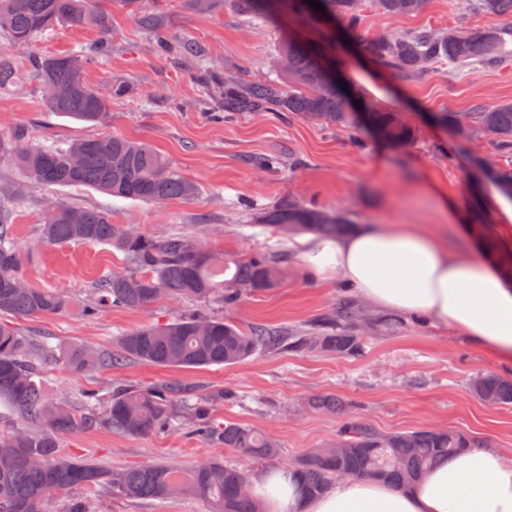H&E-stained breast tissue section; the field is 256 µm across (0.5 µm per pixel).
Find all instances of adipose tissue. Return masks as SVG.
<instances>
[{
  "label": "adipose tissue",
  "instance_id": "adipose-tissue-1",
  "mask_svg": "<svg viewBox=\"0 0 512 512\" xmlns=\"http://www.w3.org/2000/svg\"><path fill=\"white\" fill-rule=\"evenodd\" d=\"M313 276L341 278L379 309L422 315L512 364V268L451 249L420 224H368L336 240L289 242ZM266 512H512V457L475 448L439 463L410 490L344 478L304 499L282 471L251 478Z\"/></svg>",
  "mask_w": 512,
  "mask_h": 512
}]
</instances>
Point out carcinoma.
Masks as SVG:
<instances>
[{
	"instance_id": "carcinoma-1",
	"label": "carcinoma",
	"mask_w": 512,
	"mask_h": 512,
	"mask_svg": "<svg viewBox=\"0 0 512 512\" xmlns=\"http://www.w3.org/2000/svg\"><path fill=\"white\" fill-rule=\"evenodd\" d=\"M324 11L306 0H237L240 9L285 23L288 37L275 58L282 83L254 82L246 87L224 81L218 106L226 112H255L277 107L312 123L358 130L363 126L393 146L411 142V127L396 112L374 109L360 112L350 92L340 84L322 56L321 48L298 34V28L321 15L341 22L353 35L361 23L359 0H319ZM140 14L143 28L157 33L161 50L184 54L190 46H173L159 33L156 16L141 11V0H126ZM425 0H374L388 17L413 15ZM474 13L501 18L512 16V0H465ZM93 24L106 28L108 15L97 0H0V32L17 49L56 26ZM512 43V25L482 30L416 29L385 33L364 42L377 66L397 77L422 75L437 63L494 66L506 61L503 50ZM40 81L49 112L98 124L112 110V98L126 92L123 85L108 90L90 86L83 78L85 57L45 55L29 58ZM22 64L11 53L0 52V93L22 83ZM444 121L462 134L480 132L493 138L500 150H512V101L490 102L459 124L456 113ZM23 129L0 137V162L22 168L27 181L44 187H90L126 199L163 203L191 198L195 183L172 169L148 143L120 135L91 136L71 143L29 144ZM13 210L0 197V315L62 316L72 299L55 288H37L26 282L23 259L9 231ZM289 232H310L336 239L353 229L346 214L291 203L261 218ZM42 242L49 245H108L124 254L126 271L102 276L82 312L95 318L112 308L149 309L162 301L204 302L216 296L224 304L239 301L242 291H260L279 285L280 269L265 257L234 262L230 279L218 281L228 264L210 258L185 234L173 233L156 241L130 231L112 216L79 206L54 205L47 213ZM361 312L346 299L304 329L282 331L264 325L247 330L220 317L188 314L165 324H150L116 340V351L60 348L37 340L0 321V512H47V504L61 493L84 492L64 500L61 512H90V497H118L164 501L191 497L209 504V512H262L253 494L242 488L245 473L220 459L199 462L188 469L172 464H151L109 472L73 457L62 448L68 435L93 426L128 435H147L176 423L191 433L224 445L257 463L280 462L304 499L322 495L333 480H379L406 489L440 461L486 442L463 433L425 427L383 434L363 418L353 417L334 396L310 400L314 409L343 416L336 440L293 460L280 461L277 442L248 425L212 419L213 398L194 395L177 379L150 387L117 380L107 396L84 395V412L53 398L40 371L47 364L82 373L138 359L159 367L199 368L235 364L254 354L288 349L356 357L364 350ZM470 393L480 401L512 407V380L496 374L476 375Z\"/></svg>"
}]
</instances>
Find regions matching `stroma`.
Returning <instances> with one entry per match:
<instances>
[{
	"instance_id": "35a3bbf8",
	"label": "stroma",
	"mask_w": 512,
	"mask_h": 512,
	"mask_svg": "<svg viewBox=\"0 0 512 512\" xmlns=\"http://www.w3.org/2000/svg\"><path fill=\"white\" fill-rule=\"evenodd\" d=\"M143 4L157 14L170 41L193 45L197 57L161 52L124 0H103L107 30L62 26L36 39L17 58L24 62L32 55L86 53L88 84L127 88L125 96L113 100L109 120L91 125L46 111L39 81L32 75L16 90L0 94V135L26 127L37 143L108 134L142 140L196 182L200 193L153 204L88 187L29 186L15 169L0 165V194L14 195L12 234L27 281L63 290L75 303L64 316L13 318L21 331L46 336L61 347L109 352L121 334L187 313L218 316L243 328H302L351 291L312 276L289 252L288 235L259 223L263 213L291 202L347 213L360 224H445L451 246L472 255L481 254V238H497L499 225L507 223L512 198L502 194L489 171L511 164L512 152L501 151L480 133L460 136L441 116L512 100V61L490 68L436 65L402 80L379 70L363 51L364 40L383 32L459 26L480 30L491 26V18L466 12L461 0H426L419 13L399 17L384 16L363 0L358 36L339 52L342 79L359 104L399 113L412 127L414 139L405 148L372 139L361 148L354 142V130L321 126L287 112L214 118L216 81L246 85L276 79L273 60L284 33L279 22L243 12L234 0H211L206 6L198 0ZM103 37L111 52L101 59L93 49ZM270 155L279 162L264 167L262 160ZM57 202L106 212L113 222L157 240L174 232L187 234L206 253L229 262L273 257L280 263L281 282L271 290L244 292L232 307L162 302L148 310L115 308L97 318L85 317L78 305L88 297L91 283L103 272L124 271L125 262L122 253L105 245L41 243L46 211ZM488 372L512 379V365L494 362L466 338L436 328L423 317L399 314L391 330L369 335L362 355L355 358L260 352L236 364L201 369L132 360L83 374L50 366L45 380L52 395L76 404L85 392L106 394L114 379L148 387L176 378L202 395L220 392L224 399L215 406L214 417L263 431L277 441L285 459L335 440L339 416L309 405L319 395L340 398L349 411L384 433L448 428L481 437L511 455L512 407L485 405L468 389L471 378ZM63 444L70 454L112 471L158 462L189 467L209 459L251 474L261 469L177 428L131 436L100 426L69 435ZM108 512H208V507L191 498H113Z\"/></svg>"
}]
</instances>
